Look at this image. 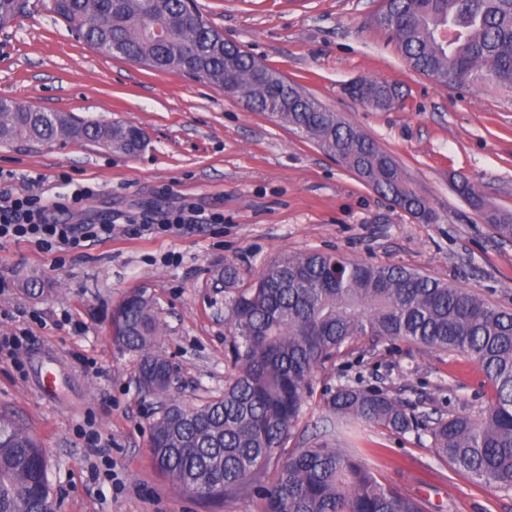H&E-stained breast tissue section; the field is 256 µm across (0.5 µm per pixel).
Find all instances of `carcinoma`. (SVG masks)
<instances>
[{"instance_id":"cac0c4a2","label":"carcinoma","mask_w":512,"mask_h":512,"mask_svg":"<svg viewBox=\"0 0 512 512\" xmlns=\"http://www.w3.org/2000/svg\"><path fill=\"white\" fill-rule=\"evenodd\" d=\"M26 0H0V29ZM53 12L92 50L157 72L199 79L284 123L410 214L427 204L396 160L373 139L304 92L297 83L228 42L187 0H54ZM413 70L452 88H512V0H382L373 17ZM362 102L390 110L395 86L366 79ZM125 122L81 123L0 99V144L91 141L134 155ZM458 192L500 237L512 239V214L486 207L467 185ZM233 290V373L218 396L198 405L171 401L149 427L152 459L173 486L213 503L248 498L257 512H428L426 505L377 479L361 451L331 442L343 420L395 433L423 430L437 455L474 480L512 491V311L418 270L308 252L271 261L245 283L224 268ZM113 343L138 358V374L166 394L169 361L153 352L161 333L153 297L130 291L112 311ZM356 336L404 340L476 362L494 390L477 414L424 420L389 392L345 382L323 398L317 441L281 452L305 415L315 372ZM0 512H53L43 449L12 417L0 414Z\"/></svg>"}]
</instances>
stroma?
I'll return each instance as SVG.
<instances>
[{
	"mask_svg": "<svg viewBox=\"0 0 512 512\" xmlns=\"http://www.w3.org/2000/svg\"><path fill=\"white\" fill-rule=\"evenodd\" d=\"M204 20L261 64L300 83L392 154L436 215L425 224L375 192L281 123L247 111L223 90L154 72L90 49L50 10L29 0L0 31V98L80 121L139 126L133 157L87 142L0 147L13 190L42 175L49 194L92 193L49 221L115 222L112 240L60 253L33 241L0 244V335L28 333L20 364L0 360V413L45 451L57 512H255L238 499L211 505L175 489L155 466L149 425L165 400L197 404L224 389L232 370L226 264L256 276L286 255L331 252L414 268L512 307V240L500 239L457 194L473 185L512 212V91H458L414 72L371 19L380 0H195ZM358 78L394 84L399 106L381 111L348 97ZM222 215L190 231H136L130 217L185 204ZM158 303L154 350L173 366L166 397L148 396L137 363L112 344L113 308L134 288ZM63 362L55 399L34 382V357ZM388 390L419 414L478 410L494 392L477 363L408 341L354 338L316 372L315 396L347 380ZM112 443L95 458L88 433ZM378 478L426 500L431 512H512V492L471 482L443 463L427 433L360 423Z\"/></svg>",
	"mask_w": 512,
	"mask_h": 512,
	"instance_id": "obj_1",
	"label": "stroma"
}]
</instances>
